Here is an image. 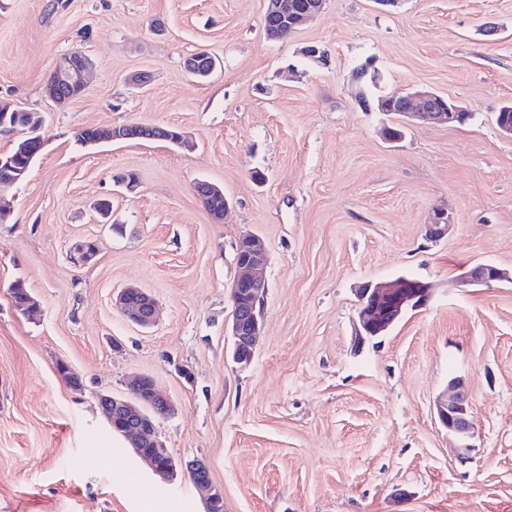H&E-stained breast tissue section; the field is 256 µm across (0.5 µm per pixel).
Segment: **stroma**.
Masks as SVG:
<instances>
[{
    "label": "stroma",
    "instance_id": "1",
    "mask_svg": "<svg viewBox=\"0 0 512 512\" xmlns=\"http://www.w3.org/2000/svg\"><path fill=\"white\" fill-rule=\"evenodd\" d=\"M265 10L0 0V101L39 113L46 141L0 219V512H206L187 474L161 481L112 433L98 397L128 395L136 375L166 390L167 449L205 462L224 512H512V283L459 282L476 263L512 271V138L495 121L512 101V0H326L278 40ZM201 50L217 60L204 81L184 68ZM74 51L93 68L61 109L47 80ZM135 73L146 88L129 86ZM420 87L470 120L359 103ZM133 123L192 142L76 138ZM128 173L134 186L116 183ZM201 180L223 187L225 222L197 198ZM438 210L449 224L430 240ZM245 234L266 246L268 291L243 367L226 325ZM82 239L97 255L78 266ZM401 275L427 282L429 302L358 340L356 288ZM18 279L38 302L28 316L12 304ZM129 285L156 299L153 327L116 307ZM456 376L471 401L466 462L436 410Z\"/></svg>",
    "mask_w": 512,
    "mask_h": 512
}]
</instances>
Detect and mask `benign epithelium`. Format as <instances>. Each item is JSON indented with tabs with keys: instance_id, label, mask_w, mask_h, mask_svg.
<instances>
[{
	"instance_id": "benign-epithelium-1",
	"label": "benign epithelium",
	"mask_w": 512,
	"mask_h": 512,
	"mask_svg": "<svg viewBox=\"0 0 512 512\" xmlns=\"http://www.w3.org/2000/svg\"><path fill=\"white\" fill-rule=\"evenodd\" d=\"M325 2L326 0H308L303 7L297 8L290 0H266L264 20L275 28L279 36L284 37L319 16ZM91 67V59L78 51L58 59L49 82L50 94L58 107H65L83 93ZM398 98L402 102L399 114L411 120L450 125L464 113L454 102L427 89L402 93ZM25 116L24 110L17 109L9 124L19 154L28 152ZM128 139L164 140L179 146L187 142L188 134L179 128L128 124L121 128H106L87 141V144L92 146ZM18 182L19 171L14 165V157L1 154V211L9 206L7 193ZM195 191L203 202L213 196H224L221 187L207 181L198 182ZM446 224V214L442 211L435 212L427 228L429 237H441ZM236 253L238 274L230 286V297L250 296L249 303L232 312L227 324L232 359L240 364L243 353H255L257 340L262 332L263 301L268 283L258 270L266 264L267 253L263 242L250 234L246 235L245 246H236ZM95 257L96 252L90 250L86 240H79L71 247L70 258L79 264L88 265ZM505 280L512 281V274L491 264L474 265L463 272L461 277V283L466 286H490ZM357 296L356 335L364 340L386 334L407 311L425 305L430 298V285L420 281L413 287L404 277L393 278L366 284L357 289ZM115 305L130 323L140 328H149L155 323L157 303L142 288L128 286L121 289L116 295ZM129 387V398L100 395L99 404L109 425L131 442L135 454L145 460L162 481H172V474L181 469L192 475L193 483L203 497H211L216 489L212 486L205 463L194 460L180 467L173 459L163 460L156 454L142 451L146 444L154 448L165 447L159 432L158 419L172 413L174 408L166 392L149 376L132 380ZM437 417L448 434L458 439V456L462 459L469 458L473 450L469 443L473 437V426L471 404L463 379L456 377L448 382V395L437 404Z\"/></svg>"
}]
</instances>
